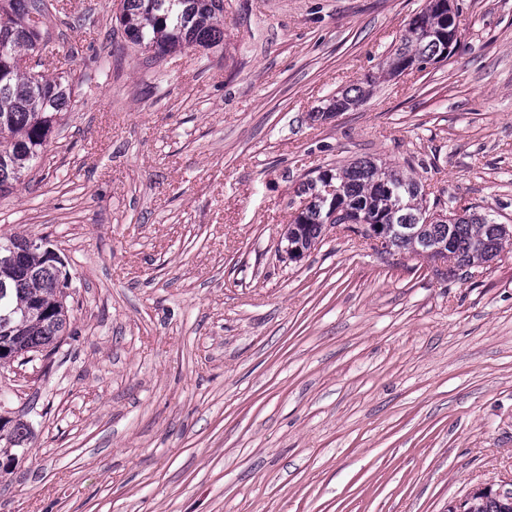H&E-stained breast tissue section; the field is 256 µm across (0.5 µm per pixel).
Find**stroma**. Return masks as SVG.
<instances>
[{"label": "stroma", "instance_id": "obj_1", "mask_svg": "<svg viewBox=\"0 0 512 512\" xmlns=\"http://www.w3.org/2000/svg\"><path fill=\"white\" fill-rule=\"evenodd\" d=\"M425 5L224 0L222 43L160 58L119 0L49 16L75 102L0 237L47 240L73 311L48 371L0 372L31 430L0 512H451L512 485V245L456 276L339 226L280 250L298 185L359 159L512 224V0H454L450 59L385 76Z\"/></svg>", "mask_w": 512, "mask_h": 512}]
</instances>
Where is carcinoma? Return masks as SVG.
Returning <instances> with one entry per match:
<instances>
[{"mask_svg":"<svg viewBox=\"0 0 512 512\" xmlns=\"http://www.w3.org/2000/svg\"><path fill=\"white\" fill-rule=\"evenodd\" d=\"M47 0H0V194L24 183V178L44 150L61 115L71 108L73 88L63 76L32 80L11 65L23 54L48 55L50 36L44 26L32 24L37 15L46 19ZM128 40L152 48L159 55L191 47L209 49L224 39V0H122L118 18ZM457 29L448 18L447 0H433L410 20L381 67L391 76L425 64L448 51V32ZM359 87L332 97L330 110L346 111L362 101ZM336 187V203L366 224H408L415 239L395 235L390 247L412 251L420 241L439 251L431 258L448 257L462 269L486 263L499 253L502 242L512 239L511 224H496L476 213H464L450 224H428L431 214L423 205L418 183L394 166L361 160L348 167L325 169L299 184L301 212L296 221L306 225L305 249L320 243L326 229V212L320 191L327 183ZM59 257L49 258L32 248L25 238L0 242V266L11 268L7 287L0 288L1 358L18 359L43 352L52 354L65 340L70 326L69 294L59 288ZM29 425L18 419L0 426V454L13 456L29 440ZM470 512H512V504L493 498L475 499Z\"/></svg>","mask_w":512,"mask_h":512,"instance_id":"obj_1","label":"carcinoma"}]
</instances>
